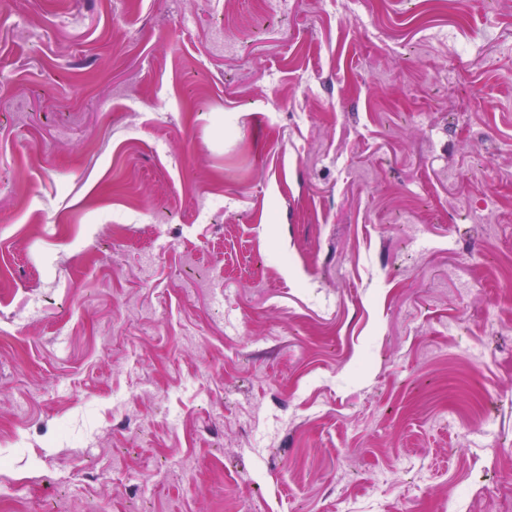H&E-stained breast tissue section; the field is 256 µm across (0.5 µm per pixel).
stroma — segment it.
<instances>
[{"mask_svg":"<svg viewBox=\"0 0 512 512\" xmlns=\"http://www.w3.org/2000/svg\"><path fill=\"white\" fill-rule=\"evenodd\" d=\"M512 0H0V512H512Z\"/></svg>","mask_w":512,"mask_h":512,"instance_id":"1","label":"stroma"}]
</instances>
